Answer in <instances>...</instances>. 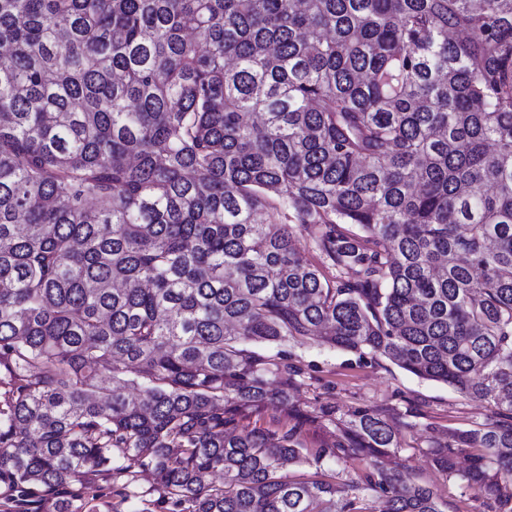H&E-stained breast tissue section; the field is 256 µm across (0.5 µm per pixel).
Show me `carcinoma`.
<instances>
[{
    "instance_id": "cac0c4a2",
    "label": "carcinoma",
    "mask_w": 512,
    "mask_h": 512,
    "mask_svg": "<svg viewBox=\"0 0 512 512\" xmlns=\"http://www.w3.org/2000/svg\"><path fill=\"white\" fill-rule=\"evenodd\" d=\"M317 331L486 401L428 455L512 512V0H0L18 512H100L72 486L135 467L170 512H446L392 466L411 422L326 406L305 448L272 381ZM327 457L365 469L282 472Z\"/></svg>"
}]
</instances>
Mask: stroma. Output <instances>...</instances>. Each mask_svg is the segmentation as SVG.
Wrapping results in <instances>:
<instances>
[{
    "instance_id": "obj_1",
    "label": "stroma",
    "mask_w": 512,
    "mask_h": 512,
    "mask_svg": "<svg viewBox=\"0 0 512 512\" xmlns=\"http://www.w3.org/2000/svg\"><path fill=\"white\" fill-rule=\"evenodd\" d=\"M288 350L292 364L302 370L294 386L300 409L312 413L331 404L345 412L373 406L394 421L412 414L415 426L404 433L395 459L398 469L412 482L431 486L447 502L448 512H483L484 494L474 492L469 499H462L457 484L433 467L427 447L443 432L466 430L485 420L489 408L484 401L421 380L382 357L362 358L312 339L290 344ZM134 490L135 497L127 500L113 495L111 482L103 480L98 482L96 493L100 503L111 505L114 512H142L158 498L146 474H138Z\"/></svg>"
}]
</instances>
